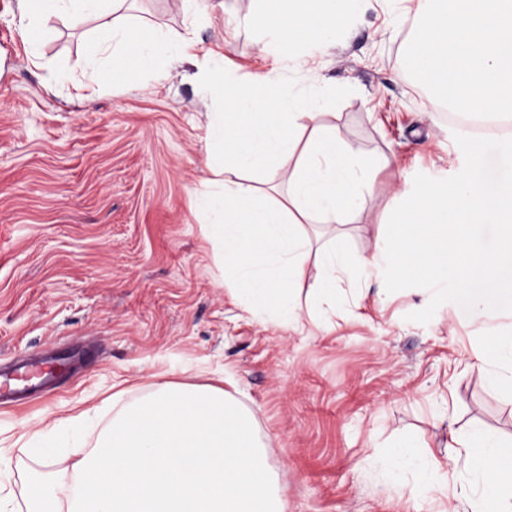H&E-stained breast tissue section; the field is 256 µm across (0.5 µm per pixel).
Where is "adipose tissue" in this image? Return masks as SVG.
Returning a JSON list of instances; mask_svg holds the SVG:
<instances>
[{"label":"adipose tissue","mask_w":512,"mask_h":512,"mask_svg":"<svg viewBox=\"0 0 512 512\" xmlns=\"http://www.w3.org/2000/svg\"><path fill=\"white\" fill-rule=\"evenodd\" d=\"M252 2L251 25L260 31L277 25L282 36L270 49L289 62L309 47L325 48L327 35L341 29L362 5V0ZM120 3L95 0L92 12L98 25L90 43L96 48L111 45L128 68H150L163 46L147 26L118 16ZM223 83L224 110L209 139L224 148V177L206 180L200 200L224 215V265L233 271L230 282L246 311L302 330L306 322L294 289L308 259H315L319 268L310 290L330 305L347 271L337 244L312 248L307 227L360 223L363 210L353 204V196L359 189H372L382 164L322 124L313 101L281 87L276 73L255 74L248 84ZM301 137L306 143L288 174L287 198L271 205L258 202L241 173L280 169ZM451 445L474 468L473 479L453 492L466 512H512V467L503 464L512 457V440L475 430L452 437Z\"/></svg>","instance_id":"obj_1"}]
</instances>
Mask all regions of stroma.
Instances as JSON below:
<instances>
[{"mask_svg":"<svg viewBox=\"0 0 512 512\" xmlns=\"http://www.w3.org/2000/svg\"><path fill=\"white\" fill-rule=\"evenodd\" d=\"M252 0H136L130 16L173 46L154 68L112 70L87 25L33 21L0 0V361L87 343L80 373L33 404L0 411V492L22 512L32 448L55 428L86 424L65 457L87 454L112 422L113 394L133 403L160 383L224 388L254 416L287 512H451L384 456L404 436L438 482L468 480L450 433L512 436V397L475 356L478 325L457 304L409 321L430 291L386 292L362 276L394 208L423 173H459L447 113L405 70L412 0H364L326 51H313L327 92L324 123L389 166L358 224L341 225L354 275L332 329L303 333L255 318L224 283L223 246L197 199L209 177L207 128L223 86L276 70L296 95L308 69L282 61L249 23ZM105 72L92 83L89 71Z\"/></svg>","mask_w":512,"mask_h":512,"instance_id":"stroma-1","label":"stroma"}]
</instances>
